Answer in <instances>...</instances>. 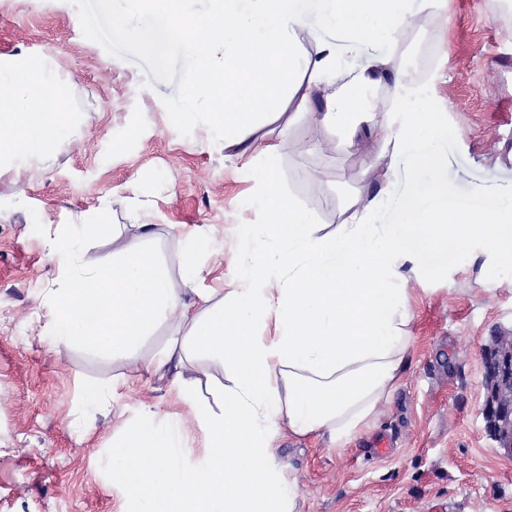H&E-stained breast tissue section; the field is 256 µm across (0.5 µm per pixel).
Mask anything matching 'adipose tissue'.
Segmentation results:
<instances>
[{
	"instance_id": "1",
	"label": "adipose tissue",
	"mask_w": 512,
	"mask_h": 512,
	"mask_svg": "<svg viewBox=\"0 0 512 512\" xmlns=\"http://www.w3.org/2000/svg\"><path fill=\"white\" fill-rule=\"evenodd\" d=\"M445 2L210 0L199 14L187 0H128L125 35L154 42L156 29L139 20L158 15L191 60L182 122H205L225 148L261 153L252 176L254 206L265 217L239 228L236 286L222 303L195 290L203 272L195 256L212 247L202 228L189 235L180 278L140 240L110 264L69 272L54 295V338H78L88 351L135 367L139 347L165 317L175 334L157 353L156 369L182 367L199 353L224 364L219 410L196 409L208 448L203 466L172 464L179 430L159 426L150 411L119 444L114 477L139 512H294L295 486L275 458L276 438L325 433L349 442L389 403L406 367L414 315L400 263L443 265L449 250L481 239L512 264V214L448 194L445 160L433 147L443 127L421 79L394 73L392 106L370 99L389 59L362 57L363 48L397 49L404 27ZM306 39L314 54L304 52ZM292 103L315 124L366 136L368 168L388 156L412 167L402 226L379 234L370 206L327 232L286 197L278 142L260 130ZM70 120L66 82L52 61L0 58V162L50 151ZM191 292L200 308L186 302Z\"/></svg>"
}]
</instances>
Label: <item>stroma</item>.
Returning <instances> with one entry per match:
<instances>
[{"label":"stroma","instance_id":"1","mask_svg":"<svg viewBox=\"0 0 512 512\" xmlns=\"http://www.w3.org/2000/svg\"><path fill=\"white\" fill-rule=\"evenodd\" d=\"M125 9V0H0V57L54 60L74 113L52 152L0 164V512H134L113 478V447L148 409L159 425L180 423L188 464L207 453L174 379L212 406L224 367L154 371L170 320L144 341L135 371L47 333L64 284L50 245L67 225L104 216L107 231L81 238L75 256L77 270L94 268L138 235L134 202H149L151 246L175 275L187 233L207 227L216 250L198 257L199 286L218 303L235 286L238 225L263 221L250 177L260 157H236L205 124L180 123L186 61L167 39L114 35ZM87 11L97 30L81 26ZM398 53L408 75H435L422 93L447 129L435 147L449 194L512 210V8L447 0L406 30ZM369 149L367 137L351 145L333 129L294 124L280 149L285 194L333 229L378 194ZM402 274L415 344L386 408L341 447L325 434L276 440L295 512H512V458L481 414L482 350L495 329H512V266L475 240L441 271ZM111 385L112 398L84 405L85 387Z\"/></svg>","mask_w":512,"mask_h":512}]
</instances>
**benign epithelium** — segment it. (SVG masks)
I'll list each match as a JSON object with an SVG mask.
<instances>
[{
	"mask_svg": "<svg viewBox=\"0 0 512 512\" xmlns=\"http://www.w3.org/2000/svg\"><path fill=\"white\" fill-rule=\"evenodd\" d=\"M485 393L481 414L484 428L512 457V333L497 330L482 352Z\"/></svg>",
	"mask_w": 512,
	"mask_h": 512,
	"instance_id": "7a95c632",
	"label": "benign epithelium"
}]
</instances>
